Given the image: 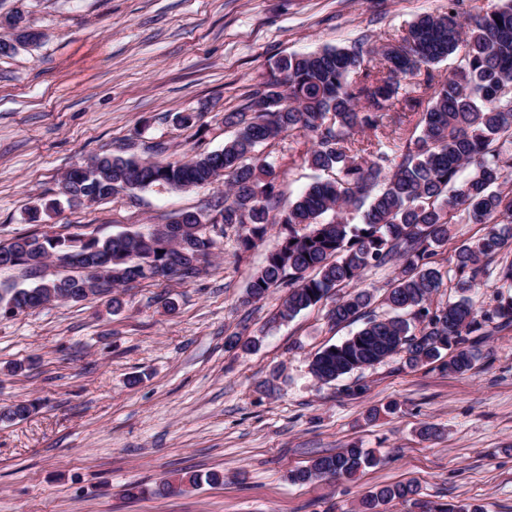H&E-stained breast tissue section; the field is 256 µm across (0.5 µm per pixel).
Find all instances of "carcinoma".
<instances>
[{
	"label": "carcinoma",
	"instance_id": "1",
	"mask_svg": "<svg viewBox=\"0 0 512 512\" xmlns=\"http://www.w3.org/2000/svg\"><path fill=\"white\" fill-rule=\"evenodd\" d=\"M459 2L448 0L444 14L418 16L380 46L362 37L347 48L278 59L242 110L224 114V123L238 131L219 151L175 161L94 156L65 174L61 194L96 203L122 189L158 184L181 190L222 179L224 195L213 210L224 218L221 227L237 229L243 249L275 224L284 230L279 248L252 276L247 301L285 288L277 317L288 320L341 290L329 321L338 326L364 320L352 336L314 356L311 372L318 380L335 381L401 353L416 367L441 359L445 350L451 355L443 369L464 374L477 360L476 337L512 326V297L486 318L467 296L485 273L482 259L512 246V151L502 149L512 144V0L474 19L457 12ZM449 59L457 65L443 75L437 66ZM391 112V133L399 141L392 153L358 142L361 132L383 130ZM295 130L310 134L305 162L325 177L281 209L280 173L257 157L256 148ZM463 215L488 230L455 251L461 297L434 310L430 299L443 286L436 248L448 245V225ZM208 219L179 214L171 225L180 233L165 242L148 243L137 232L17 235L0 245V267L21 270L36 282L28 288L0 283V317L91 297L107 299L117 312L120 289L154 279L161 268L192 280L202 271L198 263L223 245L224 234L198 230ZM54 253L79 262L69 273L43 278ZM387 264L394 277L384 303L393 315L378 319L367 311L374 294L363 279L366 270ZM34 407L30 400L14 402L0 407V419L23 420ZM374 463L351 444L316 457L291 479L351 477ZM203 481L218 485L224 475L186 471L161 482L156 493ZM416 495L413 481L384 486L364 497L359 512H380L381 505Z\"/></svg>",
	"mask_w": 512,
	"mask_h": 512
}]
</instances>
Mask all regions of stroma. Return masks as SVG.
<instances>
[{"label":"stroma","instance_id":"obj_1","mask_svg":"<svg viewBox=\"0 0 512 512\" xmlns=\"http://www.w3.org/2000/svg\"><path fill=\"white\" fill-rule=\"evenodd\" d=\"M18 7L45 37L0 56V243L145 232L209 211L223 183L64 203L38 223L26 215L94 155L146 158L158 142L170 160L222 149L235 133L225 113L246 104L278 57L399 33L417 14L447 12L448 0H0V15ZM189 112L192 125L174 123ZM310 146L296 130L256 149L278 167L288 200L318 176ZM485 230L449 225L434 305L458 299L454 253ZM280 240L271 229L245 252L226 228L199 277L125 289L117 314L94 298L0 319V406L39 402L27 419L0 421V512H357L370 490L407 481L418 483L417 499L386 512L424 503L512 512V327L484 337L462 375L437 362L412 369L396 355L318 381L313 356L356 328L333 326L326 301L276 320L281 288L246 302ZM511 262L510 249L488 261L470 293L480 313L512 295L498 278ZM235 333L257 348H228ZM15 363L25 371L11 373ZM426 425L439 435L421 436ZM353 443L378 464L351 479L289 480ZM182 469L220 471L224 481L156 495Z\"/></svg>","mask_w":512,"mask_h":512}]
</instances>
